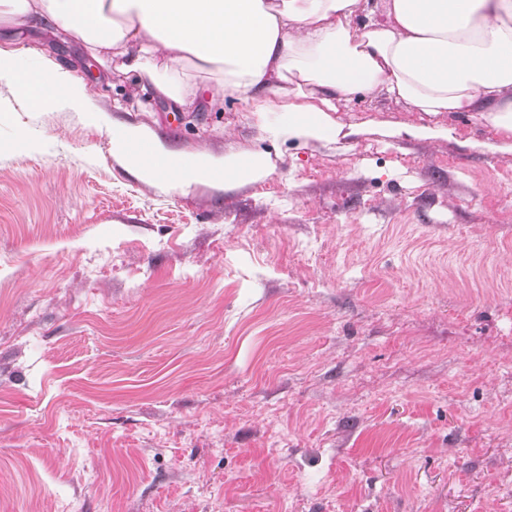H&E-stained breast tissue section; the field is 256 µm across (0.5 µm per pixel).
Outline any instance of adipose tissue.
I'll return each instance as SVG.
<instances>
[{
	"mask_svg": "<svg viewBox=\"0 0 512 512\" xmlns=\"http://www.w3.org/2000/svg\"><path fill=\"white\" fill-rule=\"evenodd\" d=\"M67 33L112 62L132 93L184 106L196 98L180 66L224 69L207 104L240 99L277 141L332 143L337 100L383 93L432 116L476 112L512 135V0H0V25ZM35 108L84 106L89 85L67 71L21 64L0 49V77ZM109 126L112 153L146 186L224 189L262 181L269 154L168 148L143 124Z\"/></svg>",
	"mask_w": 512,
	"mask_h": 512,
	"instance_id": "adipose-tissue-1",
	"label": "adipose tissue"
}]
</instances>
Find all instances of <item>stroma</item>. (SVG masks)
Returning a JSON list of instances; mask_svg holds the SVG:
<instances>
[{
    "instance_id": "obj_1",
    "label": "stroma",
    "mask_w": 512,
    "mask_h": 512,
    "mask_svg": "<svg viewBox=\"0 0 512 512\" xmlns=\"http://www.w3.org/2000/svg\"><path fill=\"white\" fill-rule=\"evenodd\" d=\"M10 47L274 170L150 189L0 80V512H512V136L353 93L350 134L275 142L235 98L131 96L77 37Z\"/></svg>"
}]
</instances>
